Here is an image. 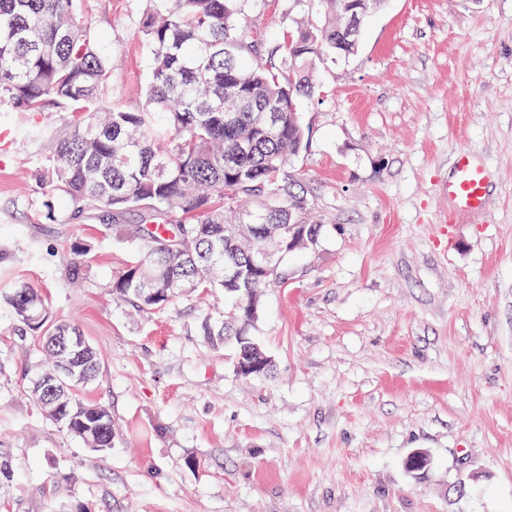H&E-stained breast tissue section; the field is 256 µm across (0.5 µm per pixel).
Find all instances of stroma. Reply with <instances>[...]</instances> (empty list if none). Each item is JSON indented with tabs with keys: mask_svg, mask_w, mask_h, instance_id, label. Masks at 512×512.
Listing matches in <instances>:
<instances>
[{
	"mask_svg": "<svg viewBox=\"0 0 512 512\" xmlns=\"http://www.w3.org/2000/svg\"><path fill=\"white\" fill-rule=\"evenodd\" d=\"M85 6L107 101L142 110L146 0ZM247 19L277 37L321 15L250 0ZM313 68L290 172L321 229L263 292L274 368L249 378L200 334L222 292L144 314L112 297L135 214L59 201L45 218L34 173L71 113L0 112V293L28 282L97 349L75 394L115 428L94 454L42 414L39 341L1 305L0 442L18 469L0 512H512V0H382L354 56ZM464 146L491 171L488 204L447 226L440 186ZM417 448L424 476L405 467Z\"/></svg>",
	"mask_w": 512,
	"mask_h": 512,
	"instance_id": "stroma-1",
	"label": "stroma"
}]
</instances>
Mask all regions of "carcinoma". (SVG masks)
Here are the masks:
<instances>
[{"label": "carcinoma", "instance_id": "carcinoma-1", "mask_svg": "<svg viewBox=\"0 0 512 512\" xmlns=\"http://www.w3.org/2000/svg\"><path fill=\"white\" fill-rule=\"evenodd\" d=\"M250 0H149L139 35L152 51L148 108L131 112L103 99L109 59L95 46L76 0H0V107L41 112L50 106L79 115L57 139L39 177L55 217L58 198L79 214L104 207L138 212L127 230L137 246L131 264L112 277V296L139 311L221 289L233 302L257 300L283 270L231 281L224 273L247 266L258 239L234 224L294 223L308 214L288 169L307 145L297 109L312 97L316 60L354 55L359 42L336 51L349 0H330L331 16L283 40L246 25ZM176 212L185 216L169 223ZM157 293L151 299L145 293ZM15 320L40 335L45 356L31 393L45 417L94 451L112 447V414L76 398L95 380L96 349L75 342L80 330L56 321L41 292L25 283L0 296ZM232 315L206 316L202 335L226 343L240 359L257 343L238 336ZM16 462L0 448V490Z\"/></svg>", "mask_w": 512, "mask_h": 512}]
</instances>
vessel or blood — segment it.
<instances>
[{
    "label": "vessel or blood",
    "mask_w": 512,
    "mask_h": 512,
    "mask_svg": "<svg viewBox=\"0 0 512 512\" xmlns=\"http://www.w3.org/2000/svg\"><path fill=\"white\" fill-rule=\"evenodd\" d=\"M488 188L489 174L477 161L475 153L467 148L458 150L443 186L448 196V210L442 215L443 223L456 224L482 215L486 209Z\"/></svg>",
    "instance_id": "obj_1"
}]
</instances>
